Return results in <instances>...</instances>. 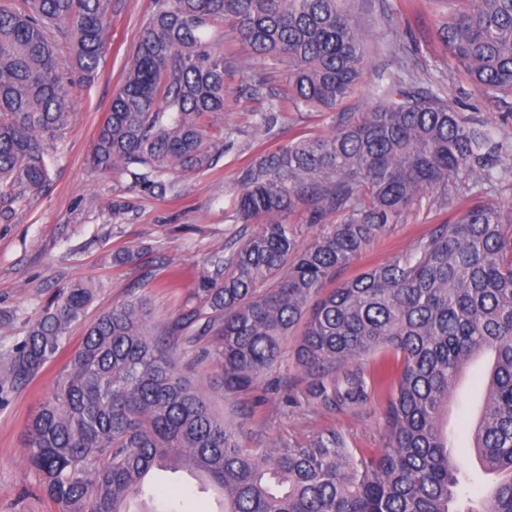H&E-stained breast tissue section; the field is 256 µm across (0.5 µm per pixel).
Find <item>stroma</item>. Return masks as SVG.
<instances>
[{
    "instance_id": "35a3bbf8",
    "label": "stroma",
    "mask_w": 512,
    "mask_h": 512,
    "mask_svg": "<svg viewBox=\"0 0 512 512\" xmlns=\"http://www.w3.org/2000/svg\"><path fill=\"white\" fill-rule=\"evenodd\" d=\"M154 8L155 0H112L105 56L94 81L68 93L72 121L48 149L46 190L26 202L0 203V310L14 315L0 323V349L24 336L46 299L74 279L93 280L99 291L82 322L71 327L68 350L78 347L87 324L102 312L135 298L148 304V330L164 331L198 306L194 288L207 258L231 251L236 236L256 230L235 218L241 172L282 145L328 135L345 118L360 117L379 102L381 74L395 72L438 89L465 118L496 125L499 139L512 143V118H504L503 105L482 97L448 63V49L438 37L448 13L444 0H354L351 9L367 33L366 64L358 85L335 111H296L288 98L287 65L254 57L231 27L209 28L206 37L217 41L230 63L219 120L226 137L217 164L172 173L157 184L140 182L128 171H101L92 162L96 133ZM272 105L279 110L276 125L258 130L259 113ZM471 184L463 176L447 190L427 194L401 223L373 239L337 281L392 259L459 213ZM128 249L135 253L132 263L113 262L114 253ZM213 345L210 337L178 344L179 370L205 391L219 416L235 425L242 447L271 448L328 429L362 452L385 447V393L357 414L317 405L307 397L294 363L295 343L289 340L282 350L285 366L261 374L247 392L228 396L210 355ZM484 366L480 358L464 370L444 420L461 466L459 477L476 484L486 476L472 447L469 422L480 406ZM61 367L58 360L46 365L0 407V512H51L27 461L24 434ZM147 492L157 507L177 500L182 512H222V495L183 470L156 474Z\"/></svg>"
}]
</instances>
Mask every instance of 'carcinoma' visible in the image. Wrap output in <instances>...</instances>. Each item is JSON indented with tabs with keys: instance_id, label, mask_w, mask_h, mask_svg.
<instances>
[{
	"instance_id": "1",
	"label": "carcinoma",
	"mask_w": 512,
	"mask_h": 512,
	"mask_svg": "<svg viewBox=\"0 0 512 512\" xmlns=\"http://www.w3.org/2000/svg\"><path fill=\"white\" fill-rule=\"evenodd\" d=\"M456 2L440 31L448 61L483 97L503 102L512 96V0ZM24 3H0V199L11 202L44 191L47 141L70 119L74 82L63 71L95 77L112 8V0ZM215 24L288 64L299 111H334L361 78L366 34L348 0H156L99 128L96 167L140 169L150 183L213 163L226 65L203 31ZM380 95L360 119L243 171L237 222L261 230L206 261L194 290L203 308L155 336L145 303L128 300L86 329L27 426L28 461L59 512H131L129 499L160 468L213 483L223 512H512V201H475L409 250L323 293L426 193L459 175L492 183L508 172L498 169L508 145L436 90L391 75ZM300 205L321 226L302 248L286 222ZM95 294L90 280L68 283L0 351V404L60 355ZM301 322L295 360L317 403L356 410L387 388V444L377 455L357 453L334 430L243 448L234 424L177 370L175 343L214 336L224 393L247 391ZM380 349L400 360L397 373L357 364ZM482 354L492 361L473 448L500 478L458 507L441 417L460 372Z\"/></svg>"
}]
</instances>
